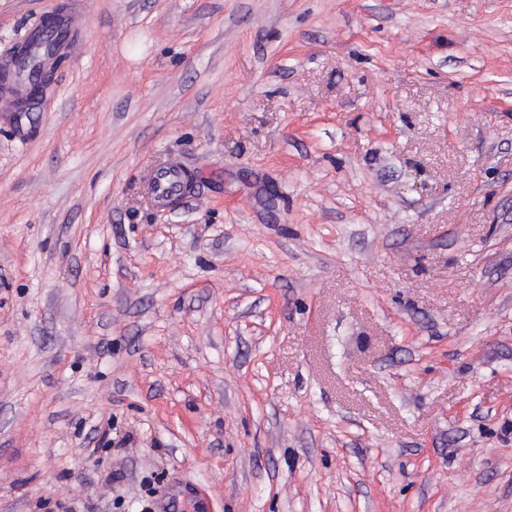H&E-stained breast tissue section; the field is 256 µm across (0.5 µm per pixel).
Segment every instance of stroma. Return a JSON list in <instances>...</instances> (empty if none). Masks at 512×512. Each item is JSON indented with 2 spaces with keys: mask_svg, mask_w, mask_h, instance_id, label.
<instances>
[{
  "mask_svg": "<svg viewBox=\"0 0 512 512\" xmlns=\"http://www.w3.org/2000/svg\"><path fill=\"white\" fill-rule=\"evenodd\" d=\"M70 12L0 109V512H512V0H0V68ZM196 174L176 160H171L151 172L148 190L152 204L173 207L190 192Z\"/></svg>",
  "mask_w": 512,
  "mask_h": 512,
  "instance_id": "obj_1",
  "label": "stroma"
}]
</instances>
